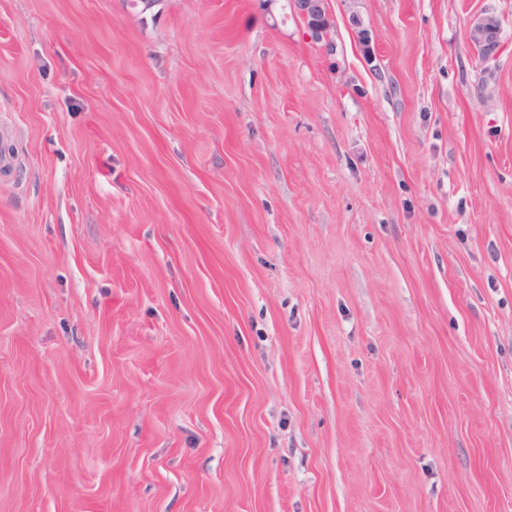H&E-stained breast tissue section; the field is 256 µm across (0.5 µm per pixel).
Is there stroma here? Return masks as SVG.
Masks as SVG:
<instances>
[{
  "label": "stroma",
  "mask_w": 512,
  "mask_h": 512,
  "mask_svg": "<svg viewBox=\"0 0 512 512\" xmlns=\"http://www.w3.org/2000/svg\"><path fill=\"white\" fill-rule=\"evenodd\" d=\"M326 5L0 0V512H512V0ZM322 2L323 0H295L294 6L304 20L307 19L311 22V26L308 28L311 37L320 39L321 41H325L326 44L331 45L330 35L327 33L326 29L322 28L320 25V18L323 13ZM308 21L306 22V26L309 24ZM500 35L501 25L498 23V18L491 14L477 17L470 26L468 33L469 40L481 48L495 46L494 50L484 55L485 59H491L497 54Z\"/></svg>",
  "instance_id": "1"
}]
</instances>
